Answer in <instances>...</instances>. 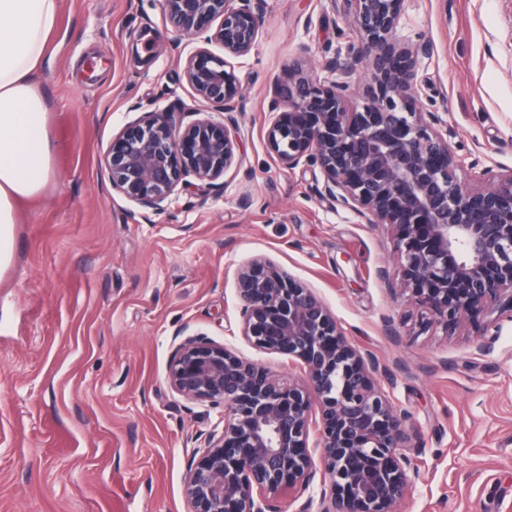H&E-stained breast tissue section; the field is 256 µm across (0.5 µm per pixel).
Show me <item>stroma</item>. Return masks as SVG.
<instances>
[{
	"mask_svg": "<svg viewBox=\"0 0 512 512\" xmlns=\"http://www.w3.org/2000/svg\"><path fill=\"white\" fill-rule=\"evenodd\" d=\"M421 111L437 113L477 187L512 173V0H405ZM357 33L340 0H266L235 59L240 167L223 196L189 189L150 220L103 164L132 104L198 107L164 0H60L42 62L57 176L21 213L0 275V512H187L184 478L222 414L173 393L175 333L234 345L281 377L287 356L240 337L237 271L263 257L313 288L405 413L419 463L401 512H512V324L480 351L470 321L421 329L391 233L320 195L310 168L266 141V87L289 64H348Z\"/></svg>",
	"mask_w": 512,
	"mask_h": 512,
	"instance_id": "35a3bbf8",
	"label": "stroma"
}]
</instances>
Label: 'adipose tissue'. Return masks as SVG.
I'll list each match as a JSON object with an SVG mask.
<instances>
[{"instance_id": "ef3b65f1", "label": "adipose tissue", "mask_w": 512, "mask_h": 512, "mask_svg": "<svg viewBox=\"0 0 512 512\" xmlns=\"http://www.w3.org/2000/svg\"><path fill=\"white\" fill-rule=\"evenodd\" d=\"M59 14L60 0H0V274L13 261L21 205L56 177L39 63Z\"/></svg>"}]
</instances>
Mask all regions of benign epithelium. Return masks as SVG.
I'll use <instances>...</instances> for the list:
<instances>
[{
    "label": "benign epithelium",
    "instance_id": "obj_1",
    "mask_svg": "<svg viewBox=\"0 0 512 512\" xmlns=\"http://www.w3.org/2000/svg\"><path fill=\"white\" fill-rule=\"evenodd\" d=\"M360 34L354 65L312 75L288 66L271 87L266 139L278 161L305 162L323 176L317 191L367 224L392 230L409 299L445 331L461 318L489 314L478 326L481 351L512 322V174L468 190L461 160L416 111V56L398 33L404 0H345ZM180 36L203 45L177 60L194 96L210 111L145 112L112 138L104 166L112 188L147 220L178 192L200 185L220 196L224 175L241 164L234 112L239 87L230 63L249 54L265 0H164ZM224 55L212 52L211 45ZM366 64L373 83L354 103L350 78ZM240 336L252 349L299 361L307 383L284 380L234 346L199 334L170 361L172 392L224 407V426L206 439L185 479L188 512H280L285 492L313 489L318 470L332 496L321 512H396L418 466L389 394L375 382L376 362L353 347L313 289L263 258L237 273Z\"/></svg>",
    "mask_w": 512,
    "mask_h": 512
}]
</instances>
